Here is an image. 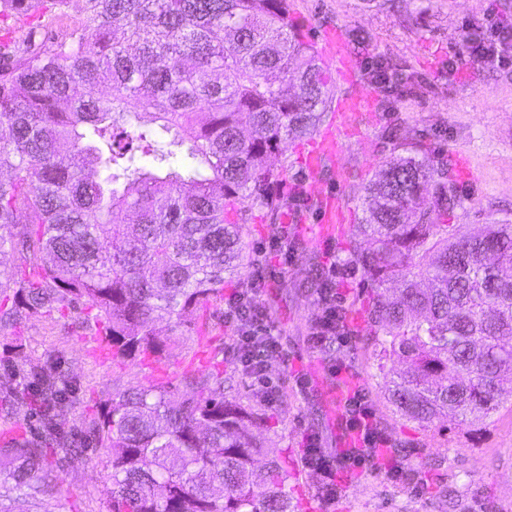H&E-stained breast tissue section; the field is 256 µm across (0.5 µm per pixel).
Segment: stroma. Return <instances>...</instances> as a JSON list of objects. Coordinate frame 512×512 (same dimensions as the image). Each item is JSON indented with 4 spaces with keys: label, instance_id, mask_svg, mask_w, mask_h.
Wrapping results in <instances>:
<instances>
[{
    "label": "stroma",
    "instance_id": "35a3bbf8",
    "mask_svg": "<svg viewBox=\"0 0 512 512\" xmlns=\"http://www.w3.org/2000/svg\"><path fill=\"white\" fill-rule=\"evenodd\" d=\"M292 16L312 42L329 28L340 29L348 47L355 85L338 80L328 68L329 96L366 90L372 112L358 121V134L343 142L339 168L311 174L301 163L306 140L271 157L285 167L288 198L273 222L266 211L243 214L242 278L263 275L260 301L280 335L281 352L269 359L266 377L280 392L271 408L270 428H259L266 457L288 464L289 485L299 512H512V396L480 427L442 420L423 428L397 414L385 398L384 381L372 366L366 338L369 286L362 275H337L336 299L349 307L351 332L336 349L309 341L321 314L318 296L306 286L314 263L330 265L344 257L363 212L361 186L389 159L392 151H427L449 162L461 203L447 221L477 232L498 219H512V0H291ZM508 24L506 56L510 64L480 62L471 57L468 39L487 16ZM388 61L404 77L391 98H383L369 70ZM333 193L344 205L346 222L335 238L320 237L317 195ZM305 203V223L282 227L296 200ZM283 255H270L275 239ZM84 310L34 317L15 334L0 333V387L23 378L20 367L6 364L10 346H22L28 358L52 359L81 384L80 403L67 419L81 427L116 392L131 385L179 382L184 371L205 369L195 335L173 336L156 359L113 362L98 354L101 335L82 328ZM344 363L348 374L331 377L328 367ZM361 389L375 421L390 440L391 464L381 468H338L334 500L318 490L323 478L304 463L309 436L319 438L327 454L345 446L340 428L342 407L330 393L337 385ZM106 449L93 464L62 474L63 491L54 498L12 499L13 512H110L101 466ZM400 475H392V468ZM443 478L447 496L433 484Z\"/></svg>",
    "mask_w": 512,
    "mask_h": 512
}]
</instances>
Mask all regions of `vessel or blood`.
I'll return each mask as SVG.
<instances>
[{"label":"vessel or blood","instance_id":"b4317fda","mask_svg":"<svg viewBox=\"0 0 512 512\" xmlns=\"http://www.w3.org/2000/svg\"><path fill=\"white\" fill-rule=\"evenodd\" d=\"M320 53L329 61L341 63L340 74L343 81L352 82V72L345 66L347 54L341 30L332 29L323 35ZM370 106L371 96L366 92H354L338 99L335 120L308 141L301 156L304 166L316 173L325 163L336 160L341 153V138L346 133L351 121L359 117L361 113L369 111ZM321 200L319 222L323 226L324 233L329 234L332 233L335 224L339 222L342 208L336 195L325 193L322 194Z\"/></svg>","mask_w":512,"mask_h":512}]
</instances>
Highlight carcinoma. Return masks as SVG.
I'll return each mask as SVG.
<instances>
[{
  "label": "carcinoma",
  "mask_w": 512,
  "mask_h": 512,
  "mask_svg": "<svg viewBox=\"0 0 512 512\" xmlns=\"http://www.w3.org/2000/svg\"><path fill=\"white\" fill-rule=\"evenodd\" d=\"M70 3L0 0V18H50L0 45V253L28 266L0 281V331L82 304L112 357H159L162 332L206 329L187 313L237 273L233 213H279L284 172L269 158L316 130L327 71L288 0H82L65 26ZM363 190L367 241L344 265L371 281L367 341L388 402L424 428L482 423L512 381V222L478 236L436 223L459 199L448 164L422 151L390 157ZM25 377L0 389V418L25 426L24 406L39 430L0 444V512L13 493L58 494L98 448L111 512H295L288 467L258 465L265 416L236 393L237 371L127 387L79 429L74 378L40 360Z\"/></svg>",
  "instance_id": "1"
}]
</instances>
